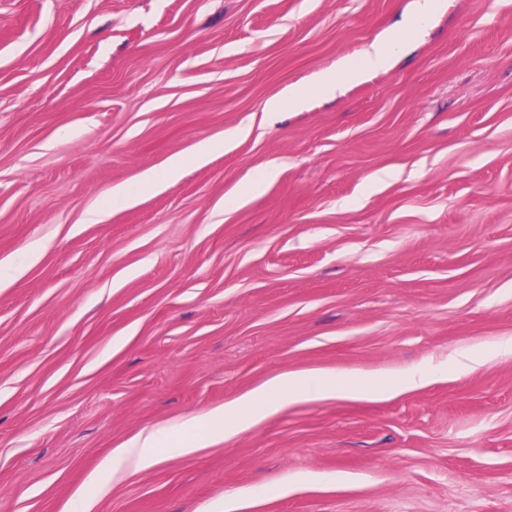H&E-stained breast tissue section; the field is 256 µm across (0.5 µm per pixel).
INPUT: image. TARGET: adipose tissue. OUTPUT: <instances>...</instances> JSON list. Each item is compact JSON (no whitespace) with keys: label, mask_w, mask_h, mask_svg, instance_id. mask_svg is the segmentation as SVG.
I'll list each match as a JSON object with an SVG mask.
<instances>
[{"label":"adipose tissue","mask_w":512,"mask_h":512,"mask_svg":"<svg viewBox=\"0 0 512 512\" xmlns=\"http://www.w3.org/2000/svg\"><path fill=\"white\" fill-rule=\"evenodd\" d=\"M397 45L391 41L374 43L366 50L359 63L346 66L337 72L324 73L315 87L297 85L282 96L269 100L267 111L286 112L301 109L311 91L328 96L336 95L342 83L359 80L367 71L385 68ZM360 388L336 382L334 377L309 378L295 373H284L251 391L248 395L212 411L190 419L184 426L180 446L184 454L205 447L220 434L247 430L256 422V412L273 414L283 405L284 396L307 395L317 400L339 399L360 395ZM160 458L154 434L145 433L133 442L113 451L104 464L111 471L127 464L143 468L154 465Z\"/></svg>","instance_id":"1"}]
</instances>
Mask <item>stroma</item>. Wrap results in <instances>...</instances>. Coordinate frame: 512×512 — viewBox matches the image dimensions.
Instances as JSON below:
<instances>
[{
	"label": "stroma",
	"instance_id": "1",
	"mask_svg": "<svg viewBox=\"0 0 512 512\" xmlns=\"http://www.w3.org/2000/svg\"><path fill=\"white\" fill-rule=\"evenodd\" d=\"M415 3L0 0V512H512V0L265 110ZM283 373L388 392L181 453ZM143 431L159 463L102 471ZM402 41L375 42L362 55L358 64L346 66L338 73H324L313 88L297 85L288 89V93L269 100L266 112H286L301 109L312 91H318L328 96H335L343 82L359 80L367 71L385 68L393 52L400 47Z\"/></svg>",
	"mask_w": 512,
	"mask_h": 512
}]
</instances>
